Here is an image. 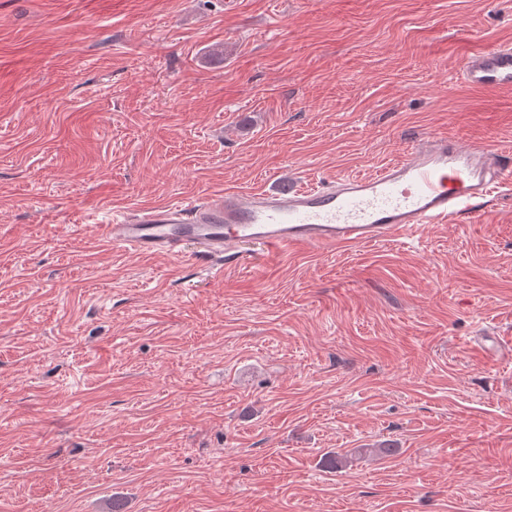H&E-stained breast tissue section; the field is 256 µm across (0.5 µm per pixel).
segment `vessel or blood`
Returning <instances> with one entry per match:
<instances>
[{
    "instance_id": "b4317fda",
    "label": "vessel or blood",
    "mask_w": 512,
    "mask_h": 512,
    "mask_svg": "<svg viewBox=\"0 0 512 512\" xmlns=\"http://www.w3.org/2000/svg\"><path fill=\"white\" fill-rule=\"evenodd\" d=\"M464 82L512 92V47L466 55ZM512 185V151L427 136L401 157L367 173L321 185L268 190L227 189L197 201L113 215L103 236L113 249L178 258L186 244L203 264L236 261L258 242L274 256L304 248L333 252L409 237L423 224L471 221L499 189Z\"/></svg>"
}]
</instances>
